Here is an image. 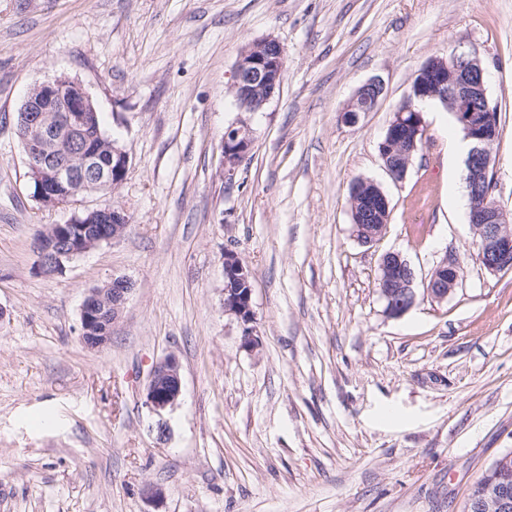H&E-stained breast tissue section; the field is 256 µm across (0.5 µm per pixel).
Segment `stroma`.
Segmentation results:
<instances>
[{"label": "stroma", "mask_w": 512, "mask_h": 512, "mask_svg": "<svg viewBox=\"0 0 512 512\" xmlns=\"http://www.w3.org/2000/svg\"><path fill=\"white\" fill-rule=\"evenodd\" d=\"M266 36L285 81L228 182L234 64ZM458 48L499 107L495 195L512 211V0H0V512H459L512 449V270L489 273L470 243L465 156L448 150L464 134L442 104L422 108L403 182L378 153L416 72ZM61 74L129 165L46 208L15 116ZM374 77L377 110L344 123ZM361 178L390 203L372 245L351 224ZM107 205L130 216L124 236L39 273L36 233ZM228 250L252 270L255 350L224 312ZM388 252L421 280L453 255L460 284L390 316ZM116 278L131 291L112 339L88 348L82 303ZM170 355L181 395L158 414L146 389Z\"/></svg>", "instance_id": "1"}]
</instances>
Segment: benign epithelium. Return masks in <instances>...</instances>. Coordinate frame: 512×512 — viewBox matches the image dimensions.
<instances>
[{
	"instance_id": "1",
	"label": "benign epithelium",
	"mask_w": 512,
	"mask_h": 512,
	"mask_svg": "<svg viewBox=\"0 0 512 512\" xmlns=\"http://www.w3.org/2000/svg\"><path fill=\"white\" fill-rule=\"evenodd\" d=\"M285 50L272 37L255 40L240 52L234 67L232 91L242 112L254 113L264 106L284 82ZM485 69L474 52L456 51L451 59L429 60L415 75L412 93L395 113L387 129L390 148L379 153L391 179L401 182L416 156L426 144V130L421 112L415 110L417 100L437 99L458 118L470 148L465 159V183L469 192L468 220L471 235L478 248L479 259L488 272L495 274L512 270V213L499 203L489 202L496 183L493 175L492 148L498 139L499 113L497 105L487 94ZM383 87L372 79L357 89L344 111V120L356 124L360 114L377 109ZM27 127L23 147L28 156V176L35 186L34 197L45 207L58 206L62 189L79 194L97 185L114 188L123 181L129 156L127 151L112 143V165L98 164L96 148L83 141L90 113L96 111L94 101L85 86L66 75L36 84L22 104ZM58 131H68L81 143L77 155L65 164L52 161V146ZM254 142L253 130L245 119L231 126L221 144L224 179L233 181L242 162L250 154ZM367 190L382 212L380 222L357 224L355 235L374 244L385 234L390 203L374 183L359 180L357 190ZM130 223L125 211L112 207L85 211L67 224H52L58 238L67 242L63 248L38 253L39 268L53 262L58 269L105 242L120 238ZM99 224L100 235L91 240L85 235V225ZM378 286L386 302V312L400 316L411 309L417 300L414 269L400 254H384L379 265ZM252 273L236 252L224 253V312L244 323L251 321ZM460 274L451 257L443 260L423 282L427 298L443 302L457 288ZM130 291L128 283L115 279L106 288H94L85 297L81 308V339L86 346L98 348L111 340L114 321ZM180 367L170 355L152 370L147 386L146 404L156 413L172 407L181 394ZM488 481L483 490L467 498L464 512H512V450L499 456L489 467Z\"/></svg>"
}]
</instances>
